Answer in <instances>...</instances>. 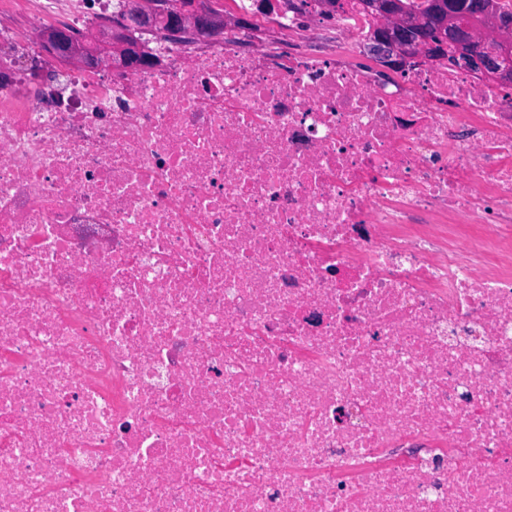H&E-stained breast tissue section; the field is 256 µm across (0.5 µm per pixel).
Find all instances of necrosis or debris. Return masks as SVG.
I'll use <instances>...</instances> for the list:
<instances>
[{"label":"necrosis or debris","mask_w":512,"mask_h":512,"mask_svg":"<svg viewBox=\"0 0 512 512\" xmlns=\"http://www.w3.org/2000/svg\"><path fill=\"white\" fill-rule=\"evenodd\" d=\"M0 0V512H512V85L282 0L87 73Z\"/></svg>","instance_id":"necrosis-or-debris-1"}]
</instances>
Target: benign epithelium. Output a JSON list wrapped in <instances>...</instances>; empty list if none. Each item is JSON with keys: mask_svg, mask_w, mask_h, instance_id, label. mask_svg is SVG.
Segmentation results:
<instances>
[{"mask_svg": "<svg viewBox=\"0 0 512 512\" xmlns=\"http://www.w3.org/2000/svg\"><path fill=\"white\" fill-rule=\"evenodd\" d=\"M145 2L148 6L143 7L133 0L124 26L104 33L101 53L87 52L67 31L58 28L46 32L40 47L85 69L113 66L135 72L142 67L145 51L126 38V28L152 26L155 3ZM360 6L377 21L369 52L392 67L419 57L489 81H512V27L498 21L491 0L442 2L437 19L426 12L410 15L399 0H360ZM165 25L171 33L192 30L214 34L224 29V15L199 10L196 0H177L165 12Z\"/></svg>", "mask_w": 512, "mask_h": 512, "instance_id": "1", "label": "benign epithelium"}]
</instances>
